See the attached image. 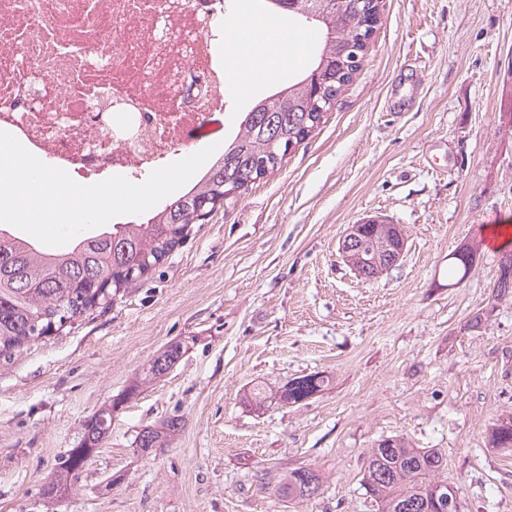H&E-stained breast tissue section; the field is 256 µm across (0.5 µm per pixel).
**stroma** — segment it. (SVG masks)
Returning a JSON list of instances; mask_svg holds the SVG:
<instances>
[{
    "mask_svg": "<svg viewBox=\"0 0 512 512\" xmlns=\"http://www.w3.org/2000/svg\"><path fill=\"white\" fill-rule=\"evenodd\" d=\"M385 2L362 68L278 171L112 305L0 364V512H378L362 474L399 434L442 452L460 512H512V451L487 443L512 416V295L494 294L489 239L512 225V0ZM408 69L416 101L388 111ZM371 215L401 225L407 246L367 282L338 246ZM476 239L452 283L453 254ZM185 339L75 486L44 495L85 421ZM314 373L329 384L301 403L243 398ZM172 416L184 427L170 447L137 454V433ZM299 466L321 474L317 497L261 490V472ZM479 243L480 241L472 243L465 249L455 253L454 257H452V259H454L452 273L455 277H457L455 284L464 280V278L468 275L471 265L479 250Z\"/></svg>",
    "mask_w": 512,
    "mask_h": 512,
    "instance_id": "35a3bbf8",
    "label": "stroma"
}]
</instances>
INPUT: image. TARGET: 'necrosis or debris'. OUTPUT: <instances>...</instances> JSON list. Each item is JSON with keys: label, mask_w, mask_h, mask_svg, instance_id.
Wrapping results in <instances>:
<instances>
[{"label": "necrosis or debris", "mask_w": 512, "mask_h": 512, "mask_svg": "<svg viewBox=\"0 0 512 512\" xmlns=\"http://www.w3.org/2000/svg\"><path fill=\"white\" fill-rule=\"evenodd\" d=\"M0 0V131L80 184L132 178L223 142L228 72L209 34L173 50L224 0ZM164 18L171 36L153 32Z\"/></svg>", "instance_id": "necrosis-or-debris-1"}]
</instances>
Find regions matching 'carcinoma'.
<instances>
[{
    "label": "carcinoma",
    "mask_w": 512,
    "mask_h": 512,
    "mask_svg": "<svg viewBox=\"0 0 512 512\" xmlns=\"http://www.w3.org/2000/svg\"><path fill=\"white\" fill-rule=\"evenodd\" d=\"M265 6L270 17L284 14L312 23L320 33L319 50L300 78L278 86L251 106L240 130L224 140V151L212 159L192 187L157 206L142 221L105 224L64 249L46 248L13 229L0 228V362L13 361L24 344L35 343L48 325L56 324L59 332L89 310L111 305L121 291L150 273L145 258L164 260L188 237L191 225L204 223L224 206L227 193L244 192L278 170L280 160L262 170L271 142L276 138L285 146L298 139L303 126L315 130L323 124L324 112L317 114V123L310 120L313 102L340 96L353 81L366 57V48L354 51V30L363 17L385 9L384 0H265ZM384 230L383 225L365 229L350 254L364 281L381 275L371 260L382 262L389 257L381 245ZM478 250L475 242L454 254L452 273L457 281L468 275ZM493 288L502 296L512 292V243L502 250ZM187 351L184 341L169 344L141 377L89 420L81 447L68 449L56 464L47 495L65 493L97 453L113 410L163 377ZM327 382L321 374H309L288 381L275 393L255 388L246 400L257 406L273 401L297 404L322 391ZM182 423V418L173 416L158 427L143 428L137 434L136 451L149 456L168 447L171 437L181 432ZM488 443L492 448H512L511 417L493 425ZM444 466L440 451L415 448L404 436L394 435L372 449L362 482L379 503V512H431L433 490L450 488L448 481L439 479ZM321 487L317 471L299 466L274 484V492L288 499H308Z\"/></svg>",
    "instance_id": "obj_1"
}]
</instances>
